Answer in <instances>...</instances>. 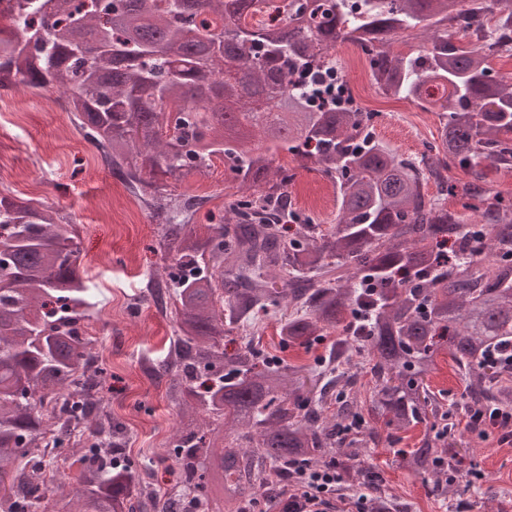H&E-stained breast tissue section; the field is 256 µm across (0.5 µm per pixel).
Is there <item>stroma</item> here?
I'll return each mask as SVG.
<instances>
[{"instance_id": "1", "label": "stroma", "mask_w": 512, "mask_h": 512, "mask_svg": "<svg viewBox=\"0 0 512 512\" xmlns=\"http://www.w3.org/2000/svg\"><path fill=\"white\" fill-rule=\"evenodd\" d=\"M335 57L357 103L375 113L376 133L391 148L413 156L436 137L435 116L415 103L386 98L355 46H337ZM59 96L52 86L22 85L11 91L12 125L0 130V166L10 176L0 181V193L41 202L78 230L82 267L98 310L88 322L94 336L88 350L98 356L103 371L99 397L122 427V444L140 480L164 492L175 491L179 475L159 456L181 417L168 396L169 377L157 374L173 343L174 321L149 293L152 276L164 264L158 247L161 226L153 209L112 175L72 113L47 110V103ZM167 190L205 197L195 215L201 225L223 219L224 204L238 188L219 161L208 176L169 181ZM290 191L300 215H315L325 227L334 222L335 190L320 172L298 169ZM437 363L431 388L448 411V433L439 437L438 445L457 450L456 463L469 484L451 485L443 479L424 484L402 466L399 453L418 442L423 434L419 428L400 443L368 445L375 470L405 512H512V445L465 431L460 408L471 400L467 382L447 351H439Z\"/></svg>"}]
</instances>
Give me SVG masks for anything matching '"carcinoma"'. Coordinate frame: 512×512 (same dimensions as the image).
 <instances>
[{
    "instance_id": "1",
    "label": "carcinoma",
    "mask_w": 512,
    "mask_h": 512,
    "mask_svg": "<svg viewBox=\"0 0 512 512\" xmlns=\"http://www.w3.org/2000/svg\"><path fill=\"white\" fill-rule=\"evenodd\" d=\"M267 0H16L0 37V91L53 85L77 127L142 203L166 178L205 177L214 158L251 190L224 205L240 216L191 224L202 200L172 198L159 240L167 265L153 295L168 297L175 340L160 370H176L171 398L223 428L190 418L167 451L180 490L139 483L114 437L119 423L95 397L81 322L96 307L78 233L34 201L0 194V512H161L272 509L296 464L331 459L359 480L368 462L348 449L344 422L360 416L359 369L376 385L368 415L396 433L438 418L430 388L443 347L477 396L502 403L512 389L484 365L512 347V201L487 196L492 173H512V76L492 60L512 56V0H281L274 24L250 22ZM422 29L427 44L390 49V36ZM469 38L456 43L455 35ZM349 41L382 93L418 101L438 136L415 157L376 134L373 112L336 74L331 50ZM226 113L244 123L228 124ZM291 135L284 138L280 129ZM285 151L336 188V223L312 219L286 236L295 174ZM458 167L471 180L444 172ZM434 182L438 195L424 191ZM465 199L472 220L448 208ZM279 345H307L342 329L314 365L269 356L254 344L270 312ZM240 335L238 348L224 336ZM333 415H326L330 407ZM95 417L100 439L80 425ZM246 430L228 442L226 426ZM69 448L82 468L78 490L59 477L47 450ZM448 449L424 434L404 467L429 479Z\"/></svg>"
}]
</instances>
